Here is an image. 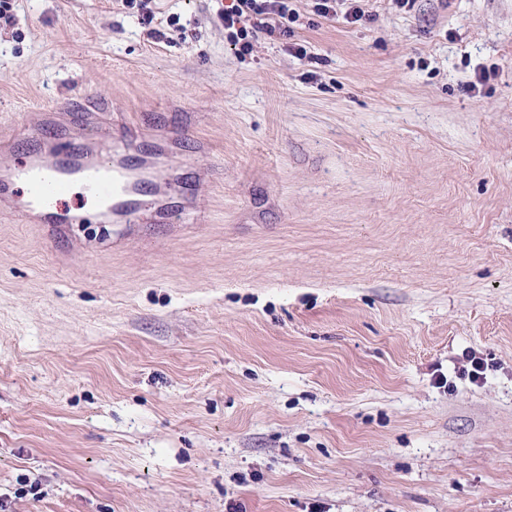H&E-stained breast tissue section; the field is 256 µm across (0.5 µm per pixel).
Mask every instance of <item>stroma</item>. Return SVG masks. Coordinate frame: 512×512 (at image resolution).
I'll return each mask as SVG.
<instances>
[{
  "mask_svg": "<svg viewBox=\"0 0 512 512\" xmlns=\"http://www.w3.org/2000/svg\"><path fill=\"white\" fill-rule=\"evenodd\" d=\"M314 4L15 0L0 141L189 122L207 221L0 215L5 512H512V0ZM217 10L218 18L224 22V31L234 45L240 40H247L250 30L247 25L252 21V29H261L268 35L278 34L289 36V22H293L288 0H231V4L223 5ZM256 20V22H255ZM251 43H243V49H249ZM365 0H318L316 3L317 12L323 17H332L343 13V17L349 23L367 20L365 10L361 2Z\"/></svg>",
  "mask_w": 512,
  "mask_h": 512,
  "instance_id": "stroma-1",
  "label": "stroma"
}]
</instances>
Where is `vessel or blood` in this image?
I'll return each mask as SVG.
<instances>
[{
	"label": "vessel or blood",
	"mask_w": 512,
	"mask_h": 512,
	"mask_svg": "<svg viewBox=\"0 0 512 512\" xmlns=\"http://www.w3.org/2000/svg\"><path fill=\"white\" fill-rule=\"evenodd\" d=\"M88 109H70L69 127L41 126L26 155L0 168V202L12 216L38 224L87 223L82 212L66 201L72 186L81 185L94 197L104 221L134 224L173 222L197 197L199 183L186 184L163 172L159 161L170 143L157 140L141 153L129 124L114 128L108 155H101L82 136Z\"/></svg>",
	"instance_id": "1"
}]
</instances>
